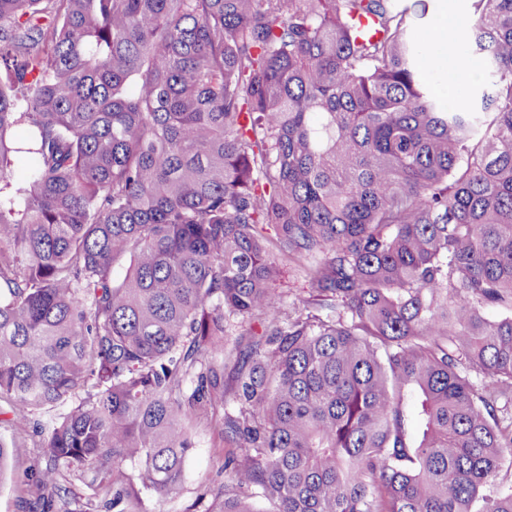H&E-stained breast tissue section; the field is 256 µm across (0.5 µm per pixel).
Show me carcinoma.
Masks as SVG:
<instances>
[{
	"label": "carcinoma",
	"instance_id": "1",
	"mask_svg": "<svg viewBox=\"0 0 512 512\" xmlns=\"http://www.w3.org/2000/svg\"><path fill=\"white\" fill-rule=\"evenodd\" d=\"M408 26L394 0H0V399L47 415L48 503L75 512L77 467L142 512L220 407L221 512H512V0H471L473 112ZM269 223L309 264L292 312ZM88 479L89 477H86V479L80 477L77 472L71 473L70 475L66 474L65 477L60 479V485L63 488H66V495L64 498L67 502H70L71 509L80 508L87 510L88 508H93L86 504L88 498H90L92 494L91 489L88 487Z\"/></svg>",
	"mask_w": 512,
	"mask_h": 512
}]
</instances>
